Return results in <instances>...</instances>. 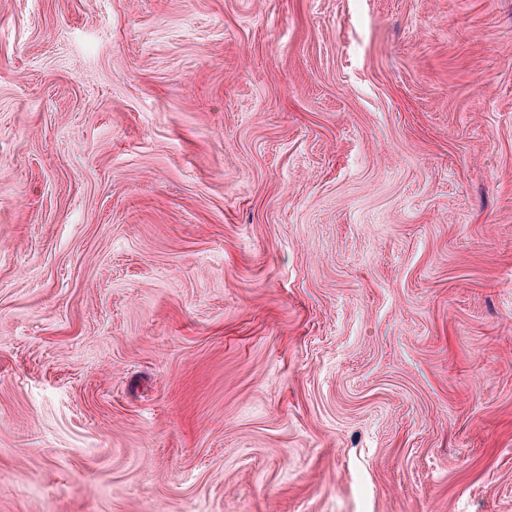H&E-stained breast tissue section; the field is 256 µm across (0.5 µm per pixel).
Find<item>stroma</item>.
<instances>
[{
    "mask_svg": "<svg viewBox=\"0 0 512 512\" xmlns=\"http://www.w3.org/2000/svg\"><path fill=\"white\" fill-rule=\"evenodd\" d=\"M0 512H512V0H0Z\"/></svg>",
    "mask_w": 512,
    "mask_h": 512,
    "instance_id": "1",
    "label": "stroma"
}]
</instances>
